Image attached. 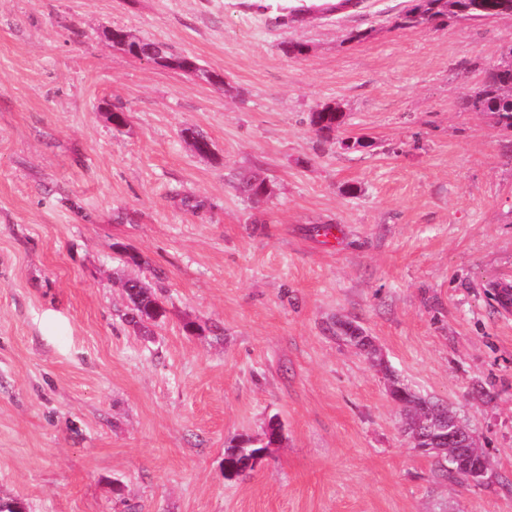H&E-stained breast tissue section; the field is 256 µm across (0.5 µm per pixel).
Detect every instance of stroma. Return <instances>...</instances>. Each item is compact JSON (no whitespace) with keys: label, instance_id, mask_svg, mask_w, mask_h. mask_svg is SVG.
<instances>
[{"label":"stroma","instance_id":"stroma-1","mask_svg":"<svg viewBox=\"0 0 512 512\" xmlns=\"http://www.w3.org/2000/svg\"><path fill=\"white\" fill-rule=\"evenodd\" d=\"M295 2L0 0V500L512 512V315L489 297L512 282V128L462 106L512 19L422 30L399 23L412 0H361L279 20ZM113 28L224 82L135 59ZM324 103L344 110L330 136L308 120ZM131 278L162 321L124 320ZM395 380L470 429L480 482L437 478ZM274 417L282 441L225 478L229 442Z\"/></svg>","mask_w":512,"mask_h":512}]
</instances>
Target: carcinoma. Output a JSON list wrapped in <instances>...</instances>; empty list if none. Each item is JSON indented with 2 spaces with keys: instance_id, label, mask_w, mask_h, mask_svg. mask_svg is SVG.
<instances>
[{
  "instance_id": "1",
  "label": "carcinoma",
  "mask_w": 512,
  "mask_h": 512,
  "mask_svg": "<svg viewBox=\"0 0 512 512\" xmlns=\"http://www.w3.org/2000/svg\"><path fill=\"white\" fill-rule=\"evenodd\" d=\"M500 0H415V4L405 13V23L414 27H426L432 21L444 17L487 18L493 16V9ZM164 66L190 74L195 58L178 53L172 48L165 52ZM462 106L479 112H491L498 118V123L512 127V47L502 61L485 70L481 85L474 93L462 101ZM310 122L322 135L335 132L342 124V116L336 111L320 106L310 113ZM131 312L137 313L141 321L156 320L163 316V308L155 293L131 299ZM346 338L355 346H368V336L362 329L351 323L342 325ZM393 398L401 404L405 419L415 424L428 414H436L443 418L445 424L453 426L455 415L448 407L422 396L405 386H399ZM264 446V439L249 436L239 437L233 444L224 449V455L233 456L241 449H255ZM424 451L436 458V474L438 477L456 484L479 482L478 472L485 457L478 448L477 442L467 445L449 446L445 442L432 440L421 443Z\"/></svg>"
}]
</instances>
